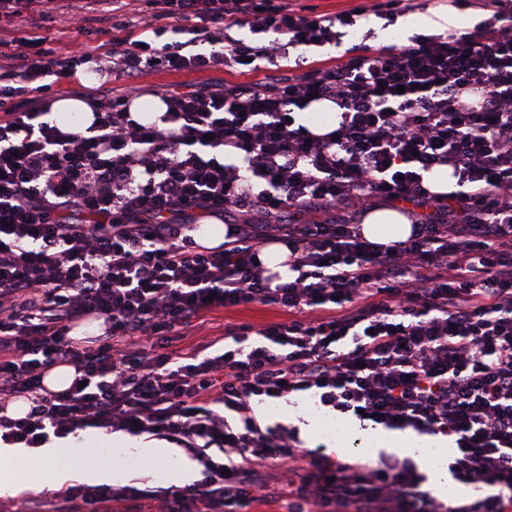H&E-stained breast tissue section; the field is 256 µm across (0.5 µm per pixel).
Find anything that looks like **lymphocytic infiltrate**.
I'll return each mask as SVG.
<instances>
[{
    "mask_svg": "<svg viewBox=\"0 0 512 512\" xmlns=\"http://www.w3.org/2000/svg\"><path fill=\"white\" fill-rule=\"evenodd\" d=\"M467 32L344 46L365 12L394 23L408 0L335 14L295 0H0V445L39 448L98 429L149 435L200 467L187 486L73 484L50 512H512V11ZM112 28L90 30L93 14ZM75 32L48 33L51 21ZM248 37H239V30ZM344 46L335 64L307 50ZM105 62L123 82L90 126H62L28 96ZM236 68L246 82L169 86L160 123L129 112L153 72ZM335 105L325 134L297 122ZM450 169L457 191L424 184ZM413 219L404 241L362 236L355 208ZM225 222L223 245L193 233ZM288 279L266 274L267 244ZM251 305L284 322L226 326ZM96 320L99 334L71 332ZM70 386L44 388L54 366ZM312 393L364 431L440 436L470 501L440 499L410 458H332L252 404ZM25 398L26 416L4 413ZM288 256V250L281 244H269L260 255L264 265L273 272H279L284 278H288V266H282ZM213 324H210L209 334H212V327L215 329V334H220L224 326L234 325L243 322L251 323L254 325H262L272 321H287L289 318L288 312L278 311L274 309L265 308L260 305L252 306L248 309L239 310H225L217 312L211 316Z\"/></svg>",
    "mask_w": 512,
    "mask_h": 512,
    "instance_id": "1",
    "label": "lymphocytic infiltrate"
}]
</instances>
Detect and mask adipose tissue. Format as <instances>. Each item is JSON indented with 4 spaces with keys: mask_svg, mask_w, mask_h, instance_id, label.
Returning <instances> with one entry per match:
<instances>
[{
    "mask_svg": "<svg viewBox=\"0 0 512 512\" xmlns=\"http://www.w3.org/2000/svg\"><path fill=\"white\" fill-rule=\"evenodd\" d=\"M412 230L411 219L390 207H376L361 216V232L370 241L390 243L407 239ZM101 442L109 445L118 458L145 460L158 454L174 455L175 447L152 439L131 438L120 434L101 435ZM84 433L69 436L64 446L50 444L39 449L0 448V495H15L23 487L14 479L15 469L37 465L42 474L34 490L49 486L59 489L74 481L107 482L127 478V471L114 465H105L90 459Z\"/></svg>",
    "mask_w": 512,
    "mask_h": 512,
    "instance_id": "1",
    "label": "adipose tissue"
}]
</instances>
